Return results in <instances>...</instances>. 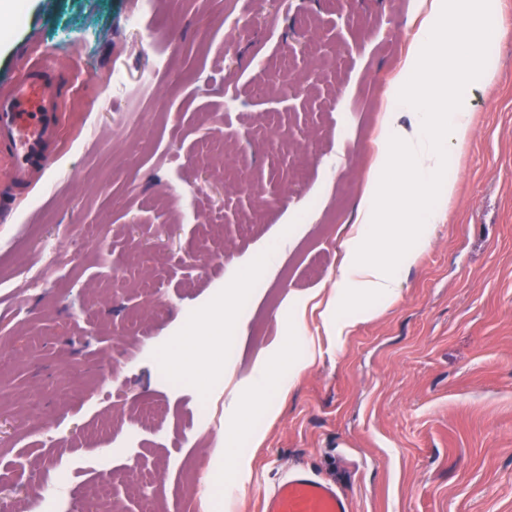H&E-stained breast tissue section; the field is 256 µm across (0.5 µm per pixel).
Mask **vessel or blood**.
Masks as SVG:
<instances>
[{
  "label": "vessel or blood",
  "mask_w": 512,
  "mask_h": 512,
  "mask_svg": "<svg viewBox=\"0 0 512 512\" xmlns=\"http://www.w3.org/2000/svg\"><path fill=\"white\" fill-rule=\"evenodd\" d=\"M62 92L50 59L27 61L0 86V174L16 191L29 188L50 167L63 136ZM262 512H351L334 484L298 467L263 500Z\"/></svg>",
  "instance_id": "obj_1"
}]
</instances>
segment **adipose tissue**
I'll return each mask as SVG.
<instances>
[{"label": "adipose tissue", "mask_w": 512, "mask_h": 512, "mask_svg": "<svg viewBox=\"0 0 512 512\" xmlns=\"http://www.w3.org/2000/svg\"><path fill=\"white\" fill-rule=\"evenodd\" d=\"M500 0H429L427 13L412 39L402 67L388 91L389 110L382 123V145L364 191L358 225L345 243L336 283L320 304L323 330L343 338L357 323L373 317L400 297V269L415 264L434 224L455 193L448 177L449 146L465 145L472 131L470 91L491 84L495 68L483 44L496 29ZM411 106L418 113L412 127L399 125L394 112ZM396 241L385 251V240ZM311 296L290 299L288 352L264 358L249 386V406L273 418L300 375L312 365L318 348L307 336L305 320ZM223 310L192 327L189 340L165 352L162 364L174 376L208 389L214 363L205 348L224 343ZM213 467L205 497L207 512H216L227 492L224 474H245L249 464L243 442L221 431L211 451Z\"/></svg>", "instance_id": "1"}]
</instances>
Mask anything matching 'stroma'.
<instances>
[{
    "label": "stroma",
    "instance_id": "stroma-1",
    "mask_svg": "<svg viewBox=\"0 0 512 512\" xmlns=\"http://www.w3.org/2000/svg\"><path fill=\"white\" fill-rule=\"evenodd\" d=\"M422 0H22L0 84L51 55L64 137L0 222V507L202 512L221 429L261 427L223 512H262L289 470L353 512H512V0L496 78L449 150L457 191L395 304L320 353L273 422L233 399L330 294ZM156 34L142 48L129 17ZM241 324L210 391L159 354L211 308ZM155 473L158 483H141Z\"/></svg>",
    "mask_w": 512,
    "mask_h": 512
}]
</instances>
